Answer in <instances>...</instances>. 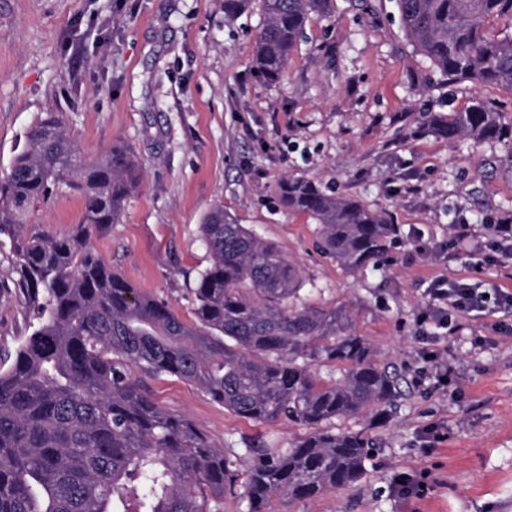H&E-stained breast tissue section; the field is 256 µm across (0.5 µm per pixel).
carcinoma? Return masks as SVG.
Returning a JSON list of instances; mask_svg holds the SVG:
<instances>
[{
    "label": "carcinoma",
    "mask_w": 512,
    "mask_h": 512,
    "mask_svg": "<svg viewBox=\"0 0 512 512\" xmlns=\"http://www.w3.org/2000/svg\"><path fill=\"white\" fill-rule=\"evenodd\" d=\"M414 50L450 83L512 93V0H394ZM253 71L277 83L313 15L332 0H260ZM450 140L512 138V124L474 96L448 123ZM84 200L80 224L49 237L31 209L59 183ZM133 152L120 145L81 158L53 112L38 117L0 179V236L10 274L32 313L31 333L0 362V512H267L358 486L374 446L363 430L323 424L399 394L395 370L374 360L342 307L307 304L299 267L273 243L214 207L199 226L208 264L198 272L193 320L140 294L98 256L92 237L116 223L137 190ZM279 199L321 226L323 251L350 272L386 258L395 233L386 217L319 181L288 178ZM171 374L232 413L281 420L309 433L283 448L248 445L224 454L191 420L159 407L134 376ZM246 458L245 479L234 459Z\"/></svg>",
    "instance_id": "cac0c4a2"
}]
</instances>
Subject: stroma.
<instances>
[{"label": "stroma", "mask_w": 512, "mask_h": 512, "mask_svg": "<svg viewBox=\"0 0 512 512\" xmlns=\"http://www.w3.org/2000/svg\"><path fill=\"white\" fill-rule=\"evenodd\" d=\"M260 7L225 17L222 0H0V178L35 120L57 113L86 158L122 144L141 180L116 224L92 239L140 293L191 320L207 264L199 226L214 206L297 262L308 303L350 308L376 360L406 377L386 421L374 411L338 421L377 441L359 486L270 512H512V306L463 316L428 345L418 317L431 280L466 279L512 293V257L478 264L453 225L484 242L512 225V142L448 141L429 127L464 109L405 36L393 0H333L312 17L280 81L252 70ZM319 180L386 213L400 228L380 270L353 274L320 247V227L279 202L283 177ZM65 185L30 220L64 235L83 216ZM0 254V358L31 332L28 308ZM434 347L453 375L439 386ZM164 409L191 418L224 450L288 443L305 426L239 417L166 374L143 378ZM442 434L432 454L430 428ZM426 469L431 489L404 501L401 473Z\"/></svg>", "instance_id": "obj_1"}]
</instances>
